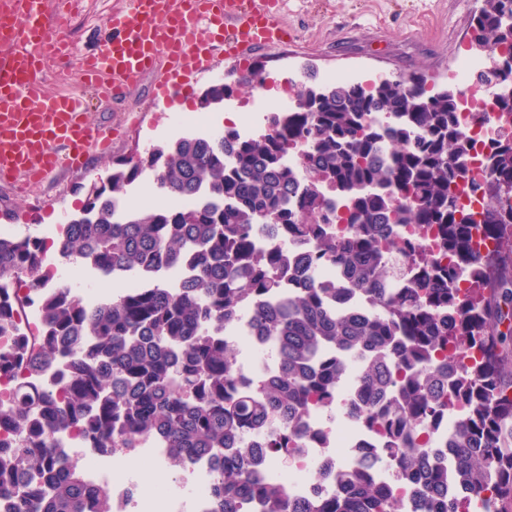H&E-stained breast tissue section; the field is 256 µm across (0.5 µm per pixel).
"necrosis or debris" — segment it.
Instances as JSON below:
<instances>
[{
	"label": "necrosis or debris",
	"mask_w": 512,
	"mask_h": 512,
	"mask_svg": "<svg viewBox=\"0 0 512 512\" xmlns=\"http://www.w3.org/2000/svg\"><path fill=\"white\" fill-rule=\"evenodd\" d=\"M491 64V55L475 57L464 52L448 75L458 91L457 128L466 143L468 157L466 176L457 181L453 190L454 200L458 208L477 216L490 206L512 212V192L492 201L480 191L490 178L487 157L502 135L512 131V115L499 112L491 91L476 80L477 74L488 70ZM476 112L490 113V122L472 123L471 116ZM64 280L86 306H96L105 298L103 289L84 287L80 266H72ZM64 280L52 265L46 266L38 288L23 287V278L17 274L0 278V298L12 305L9 331L0 334L1 354L13 353L20 341L33 339L43 331L40 296L43 290H55ZM224 339L242 354L239 369L248 380L259 381L272 371L273 349L256 335L250 315H241L225 327ZM69 371V362L64 359L45 371L34 372L19 363L10 371L0 372V408L15 390H50L60 374ZM350 395V385H343L336 393L334 406L311 411L299 455L270 461L269 474L293 501L304 502L323 496L328 488L338 486L340 471L382 447L381 433L346 412ZM57 449L85 473L91 484L111 486L112 512H212L214 507L216 468L202 459H186L179 472L178 485L170 486L162 479L168 471L169 451L156 436L142 437L134 448L103 450L93 447L71 428L60 437ZM146 462L151 465L147 472L142 469Z\"/></svg>",
	"instance_id": "obj_1"
}]
</instances>
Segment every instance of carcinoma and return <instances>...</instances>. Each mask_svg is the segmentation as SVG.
I'll list each match as a JSON object with an SVG mask.
<instances>
[{"mask_svg": "<svg viewBox=\"0 0 512 512\" xmlns=\"http://www.w3.org/2000/svg\"><path fill=\"white\" fill-rule=\"evenodd\" d=\"M473 39L480 51L503 48L484 75L490 86L512 78V0H478ZM292 113H274L263 129L241 139L184 136L158 145L134 161H119L102 184H93L79 214L56 243L61 258L105 277L142 274L152 284L89 308L66 288L41 301L46 337L21 343L15 359L51 367L74 360L58 394L19 393L0 427L25 430L27 443L0 455V491L22 475L40 489L14 491L16 512H112V497L57 455L53 436L80 427L100 448H134L159 433L175 465L186 458L222 461L215 512L240 502L256 512H398L390 486L365 479L355 467L336 496L299 509L283 487L256 470L260 451L240 438L244 426L271 420L282 430L265 440L267 456L286 458L299 448L304 418L326 406L353 379L356 410L371 426L384 422L387 404L404 432L381 459L396 477L423 480L425 512H458L448 500V467L425 440L423 425L438 419L456 396L467 402L453 424L448 448L467 489L465 503L491 496L495 512H512V232L497 257L470 255L472 217L459 213L452 184L466 172L463 147L452 127L456 101L448 89L432 90L398 76L364 87L301 83ZM384 112L388 158L378 162L380 132L368 123ZM312 141V170L305 187L282 162L288 139ZM154 171L157 194L167 203L131 208L124 198L145 169ZM489 199L512 187V138L490 156ZM351 193V233L325 232L335 214L322 186ZM199 197L191 207L176 202ZM434 224L441 251L471 256L474 276L496 268L489 288L462 294L455 272L430 254L405 288H387L389 224ZM268 226L286 240L308 243V261L340 263L352 286L369 295L376 312L363 317L332 303L339 289L312 281L287 291L288 252L255 247L252 228ZM43 244L36 237L0 238V277L35 278ZM190 263L182 286L153 274ZM253 308L258 334L278 351L275 371L254 386L243 384L224 324ZM476 349L481 361L459 374L449 348Z\"/></svg>", "mask_w": 512, "mask_h": 512, "instance_id": "obj_1", "label": "carcinoma"}]
</instances>
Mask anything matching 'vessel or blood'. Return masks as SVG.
<instances>
[{
	"mask_svg": "<svg viewBox=\"0 0 512 512\" xmlns=\"http://www.w3.org/2000/svg\"><path fill=\"white\" fill-rule=\"evenodd\" d=\"M282 0H130L108 17L112 38L84 57L81 71L104 97L120 99L141 75L165 65L163 95H182L192 74L217 55L241 61L253 50L288 42ZM65 17L48 0H0V182L37 185L84 166L105 149L109 128L92 124L82 98L44 88L54 55L50 32Z\"/></svg>",
	"mask_w": 512,
	"mask_h": 512,
	"instance_id": "vessel-or-blood-1",
	"label": "vessel or blood"
}]
</instances>
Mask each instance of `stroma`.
Segmentation results:
<instances>
[{
    "mask_svg": "<svg viewBox=\"0 0 512 512\" xmlns=\"http://www.w3.org/2000/svg\"><path fill=\"white\" fill-rule=\"evenodd\" d=\"M126 5L127 0H81L67 33L69 56L48 66L49 92L80 91L82 58L99 49L108 35L106 18ZM475 9L474 0H285L283 18L292 41L257 52L250 61L264 66L259 90L271 104L302 82L307 65L320 81L343 72L374 80L421 74L428 86L441 88L458 52L470 45ZM160 83L154 72L130 87L125 100H91L89 121L116 131L109 148L26 196L0 184V225H13L19 235H41L44 225L63 224L78 214L90 183L111 171L113 163L183 136L221 132L237 113L250 109L251 90L237 89L207 109L205 124L184 127L176 122Z\"/></svg>",
    "mask_w": 512,
    "mask_h": 512,
    "instance_id": "obj_1",
    "label": "stroma"
}]
</instances>
